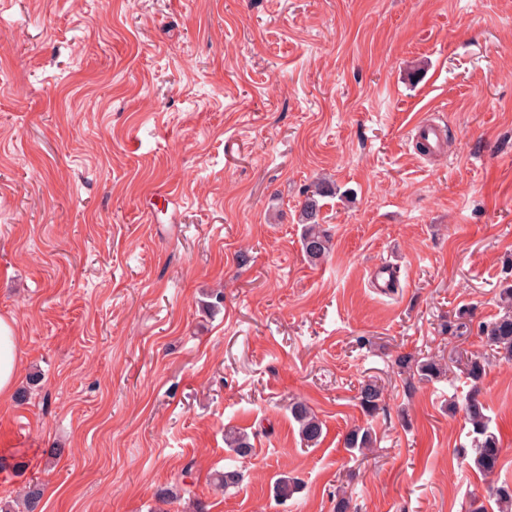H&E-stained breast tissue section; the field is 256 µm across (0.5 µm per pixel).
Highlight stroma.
<instances>
[{"label":"stroma","instance_id":"35a3bbf8","mask_svg":"<svg viewBox=\"0 0 512 512\" xmlns=\"http://www.w3.org/2000/svg\"><path fill=\"white\" fill-rule=\"evenodd\" d=\"M424 114L444 155L413 143ZM320 180L332 252L313 263L298 215ZM382 264L392 287L373 285ZM509 284L512 0H0L16 512L32 480L37 512H493L512 362L481 329ZM402 356L447 373L419 380ZM472 394L504 449L488 482L467 460ZM296 400L323 424L315 447ZM231 427L253 455L229 451ZM358 427L364 457L345 445ZM229 466L240 483L216 488ZM284 475L300 488L282 502ZM291 416L299 426V434L306 446H315L320 442L323 424L304 402H295L291 406Z\"/></svg>","mask_w":512,"mask_h":512}]
</instances>
